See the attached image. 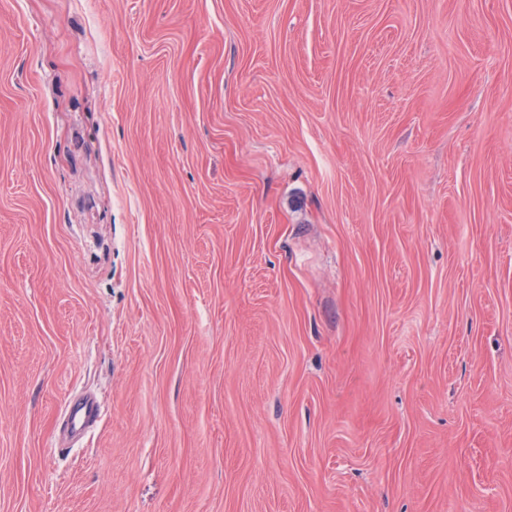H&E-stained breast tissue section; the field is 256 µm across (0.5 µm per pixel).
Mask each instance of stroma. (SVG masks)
Returning <instances> with one entry per match:
<instances>
[{
    "label": "stroma",
    "mask_w": 512,
    "mask_h": 512,
    "mask_svg": "<svg viewBox=\"0 0 512 512\" xmlns=\"http://www.w3.org/2000/svg\"><path fill=\"white\" fill-rule=\"evenodd\" d=\"M0 512H512V0H0Z\"/></svg>",
    "instance_id": "stroma-1"
}]
</instances>
